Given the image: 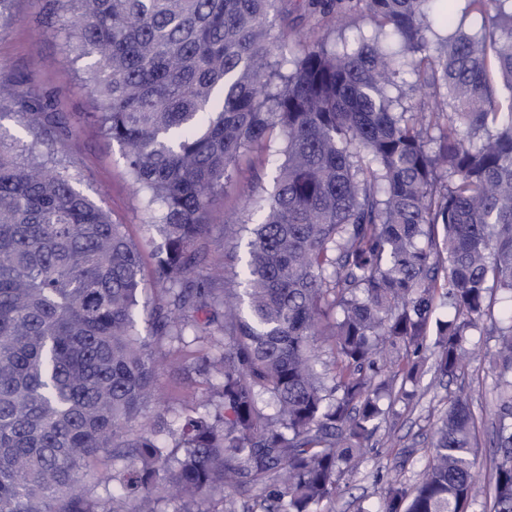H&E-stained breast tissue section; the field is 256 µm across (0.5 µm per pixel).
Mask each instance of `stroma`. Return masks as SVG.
Masks as SVG:
<instances>
[{"label":"stroma","instance_id":"35a3bbf8","mask_svg":"<svg viewBox=\"0 0 512 512\" xmlns=\"http://www.w3.org/2000/svg\"><path fill=\"white\" fill-rule=\"evenodd\" d=\"M284 7L288 33L295 43L311 44L333 35L340 12L346 15V36L374 27L368 18L350 10L348 0H334L325 13L314 10L309 0H286ZM11 12L12 22L0 28V80L10 82L19 92L37 87L51 98L66 127L65 134L53 143L57 159L76 175L84 194L110 212L114 222L124 225L143 258V294L157 298L160 289L155 265L163 240L149 223L143 196L130 180L120 146L99 128L96 93L86 74L88 60L73 61L54 32L48 0H14ZM277 148V143L267 142L239 157L233 181L214 197L202 235L191 249L197 272L236 266L224 239V223L240 217L253 196L271 189L279 161ZM497 343L496 332H472L454 378L428 372L417 405L395 404L364 459L354 472L341 478L335 501L323 505V512H358L362 507L376 512L391 480L417 483L429 462L433 426L448 398L461 390L469 395L476 416L474 477L478 494L470 512H493V410L499 378L489 368L486 354ZM152 347L158 359L154 388L161 408L181 415L200 411L210 396L204 352L193 341L181 344L166 336L153 337Z\"/></svg>","mask_w":512,"mask_h":512}]
</instances>
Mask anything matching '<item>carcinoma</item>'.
Returning <instances> with one entry per match:
<instances>
[{
    "instance_id": "obj_1",
    "label": "carcinoma",
    "mask_w": 512,
    "mask_h": 512,
    "mask_svg": "<svg viewBox=\"0 0 512 512\" xmlns=\"http://www.w3.org/2000/svg\"><path fill=\"white\" fill-rule=\"evenodd\" d=\"M278 2L51 0L164 241L162 298H142L137 249L68 167L0 133V512H201L226 489L222 512H318L384 401L418 396L429 354L454 376L489 291L512 302V0H469L481 32L443 34L432 0H352L375 29L339 46L291 44L288 16L270 22ZM409 79L423 97L397 112ZM5 104L44 144L62 131L36 88L0 85ZM274 135L273 189L250 202L260 221L224 225L247 240L244 291L217 296L189 250L238 157ZM439 288L450 319L433 318ZM213 307L222 318H193ZM144 316L218 353L219 405L183 423L159 411L132 438L156 367ZM508 320L503 377L512 305ZM473 428L468 396L448 399L424 476L391 482L378 512H469ZM495 447L494 512H512V380ZM105 452L136 462L94 498L83 481Z\"/></svg>"
}]
</instances>
